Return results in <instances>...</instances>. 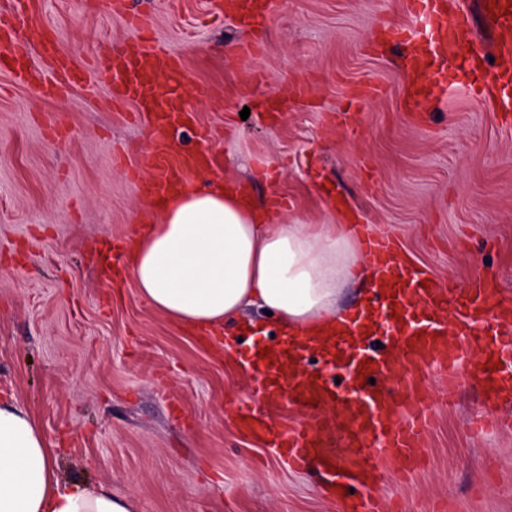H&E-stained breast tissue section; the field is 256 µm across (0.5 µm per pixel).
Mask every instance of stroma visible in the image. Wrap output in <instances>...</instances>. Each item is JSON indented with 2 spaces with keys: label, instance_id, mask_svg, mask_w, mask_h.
<instances>
[{
  "label": "stroma",
  "instance_id": "stroma-1",
  "mask_svg": "<svg viewBox=\"0 0 512 512\" xmlns=\"http://www.w3.org/2000/svg\"><path fill=\"white\" fill-rule=\"evenodd\" d=\"M216 0H32L0 18L50 28L74 65L122 47L128 12L178 53L186 93L211 133L218 173L301 224H357L402 243L455 295L486 275L512 300V122L490 95L436 89L404 103L386 25L416 26L408 0H274L261 30ZM251 57L237 47L255 36ZM260 82L244 87L249 72ZM378 96L351 102L350 89ZM304 84L308 102L276 122L255 98ZM248 119H241L243 107ZM353 114L351 136L334 118ZM96 81L52 97L0 73V395L32 412L61 483L107 485L140 512H343L318 466L292 470L244 437L226 407L250 375L214 340L152 309L131 279L103 280L98 256L153 212L126 172L146 133ZM407 401L432 421L417 466L385 469L375 495L392 512H512V404L486 412L481 382L449 388L427 370Z\"/></svg>",
  "mask_w": 512,
  "mask_h": 512
}]
</instances>
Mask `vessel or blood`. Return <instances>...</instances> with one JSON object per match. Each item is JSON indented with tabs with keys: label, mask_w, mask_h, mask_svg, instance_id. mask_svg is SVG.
I'll list each match as a JSON object with an SVG mask.
<instances>
[{
	"label": "vessel or blood",
	"mask_w": 512,
	"mask_h": 512,
	"mask_svg": "<svg viewBox=\"0 0 512 512\" xmlns=\"http://www.w3.org/2000/svg\"><path fill=\"white\" fill-rule=\"evenodd\" d=\"M486 25L495 34L498 56H512V0H482ZM411 13L426 26L424 36L405 27L389 30L395 43L407 47L404 70L408 76L406 101L430 100L432 85L448 82L449 71L471 72L470 59L460 55L461 42L471 34L469 16H449L446 0H409ZM39 45L52 58L56 79L69 86L82 83L58 39L40 26L17 29L0 21V71L20 84L31 78L17 44ZM97 74L110 77L112 92L143 118L149 146L135 159L114 155L115 163L132 176L147 175V195L160 200L177 194L187 183L209 171L212 155L206 130L199 145L186 148L177 131L196 124L197 116L177 77L182 76L179 55L140 35L120 51L101 58ZM367 264L385 275L373 285L374 301L393 296L397 316L404 323L394 336L381 337L376 322H353L339 332L331 371L309 367L310 349L279 347L271 356L250 354L245 367L252 373V401L237 405L233 421L259 446L272 450L286 465L320 464L324 479L346 488L345 512H384L371 486L383 477L385 464L417 463L419 445L429 425L425 408L401 415L394 391L415 385L426 369L440 365L456 385L462 369L483 383L487 406L512 401V303L505 301L500 284L489 278L474 282L455 296H447L427 272L400 258L398 246L387 236L358 227ZM480 339L481 349L463 362L459 348L447 337ZM380 343H373V336ZM282 398L285 405L302 408L305 421L282 425L269 420L257 407L267 399Z\"/></svg>",
	"instance_id": "obj_1"
}]
</instances>
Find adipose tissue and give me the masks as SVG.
<instances>
[{"label":"adipose tissue","instance_id":"obj_1","mask_svg":"<svg viewBox=\"0 0 512 512\" xmlns=\"http://www.w3.org/2000/svg\"><path fill=\"white\" fill-rule=\"evenodd\" d=\"M346 225L280 223L235 185L210 183L171 198L133 239L129 275L172 322L219 334L250 309L278 317L291 343L329 346L348 312L344 284L375 278ZM0 512H138L111 487L60 484L54 452L31 414L0 397Z\"/></svg>","mask_w":512,"mask_h":512}]
</instances>
